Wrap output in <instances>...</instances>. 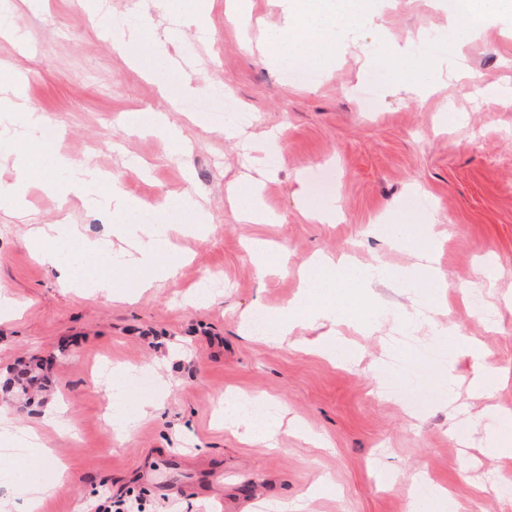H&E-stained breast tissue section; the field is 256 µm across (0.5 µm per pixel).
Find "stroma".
<instances>
[{
	"instance_id": "35a3bbf8",
	"label": "stroma",
	"mask_w": 512,
	"mask_h": 512,
	"mask_svg": "<svg viewBox=\"0 0 512 512\" xmlns=\"http://www.w3.org/2000/svg\"><path fill=\"white\" fill-rule=\"evenodd\" d=\"M131 2L0 0V14L18 21L16 36L0 37V60L23 66V94L59 131L54 144L33 147L19 114L7 112L0 142L30 156L26 198L39 223L78 229L63 240L32 236L0 213V295L9 298L0 305V374L38 361L50 376L38 401L0 393V406L17 428L39 427L67 466L40 512H93L107 497L141 512H159L167 500L178 512H266L281 501L303 512H409L419 477L431 488L421 512H512V497L496 489L512 480V459L488 452L494 437L512 445V425L485 413L490 404L512 411V106L484 99L478 87L489 76L512 91V17L459 33L442 0H394L375 22L344 28L340 49L316 61L320 78L307 84L287 77L306 61L300 46L264 55L249 48L233 0H154L143 46L168 40L165 73L194 74L200 86L179 95L171 115L184 128L182 145L130 135L116 123L125 113L169 107L156 82L115 47L128 33L110 21ZM431 31L438 41L421 46ZM377 73L383 85L367 112L355 90ZM217 85L250 113L247 132H279L278 172L263 195L275 223L238 221L249 188L231 202L225 186L246 172L240 145L207 113L187 109ZM79 165L112 177L60 201L48 182L72 179ZM414 186L429 210L411 203ZM189 189L212 221L193 234L171 233L161 249L171 277L140 287L123 241L158 215L131 216L123 240H113L112 194L175 203ZM335 206L341 217L333 224L304 216ZM388 224L403 226L401 244H391ZM427 224L444 291L416 270L413 252ZM254 239L273 244L263 277L249 250ZM49 250L72 269L70 286L43 262ZM344 252L383 276L335 279L301 296L309 259ZM487 261L499 278L474 289ZM105 275L117 297L94 292ZM210 275L223 287L198 294ZM476 294L491 319L474 314ZM443 297L444 323L477 339L499 378L492 400L468 397L472 363L457 350L441 363L413 358L414 375L399 395H370L369 366L384 360L389 337L403 327L423 334L415 305ZM258 302L270 311L299 302L312 312L329 307L336 319L301 322L283 344L270 345L239 331L241 315ZM332 329L342 337L335 354L353 362L317 352L315 340ZM141 367L147 386L127 385V373ZM451 373L457 384H449ZM229 389L287 409L293 427L270 447L244 441L219 419ZM4 453L0 512H21L17 482L36 488L53 468L0 439ZM217 470L223 483H210Z\"/></svg>"
}]
</instances>
